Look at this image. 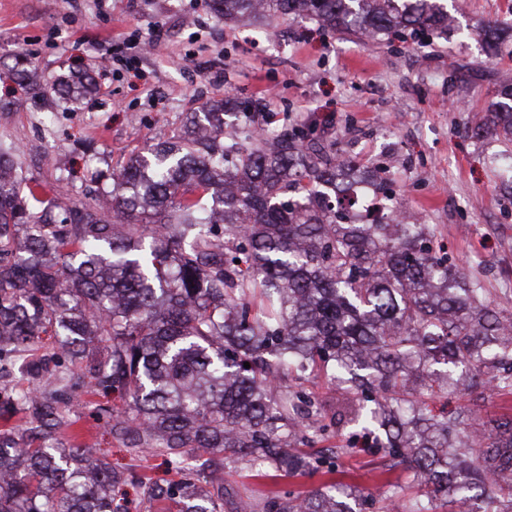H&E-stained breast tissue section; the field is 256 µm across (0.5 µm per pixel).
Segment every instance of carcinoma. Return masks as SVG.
<instances>
[{
	"mask_svg": "<svg viewBox=\"0 0 512 512\" xmlns=\"http://www.w3.org/2000/svg\"><path fill=\"white\" fill-rule=\"evenodd\" d=\"M272 9L357 40L399 33L419 48L448 39L441 0H214L216 17ZM512 31L489 21L494 60ZM19 83L46 78L28 67ZM76 103L87 74L59 82ZM476 123L512 142V83ZM254 105L205 102L182 131L112 174L111 189L73 203L41 198L12 151H0V370L24 386L0 391V512H130L127 478L97 448L65 449L71 399L41 386L85 384L120 401L97 405L137 453L187 472L150 497L178 512H224V495L191 482V462L231 449L263 470H333L374 450L405 464L419 496L391 495L393 512H512V417L435 412L448 382L512 392V313L459 267L423 224L392 209L370 223L336 213L363 203L366 183L391 199L385 170L359 171L301 124H259ZM250 367H244V363ZM338 385L333 413L288 380ZM345 446L321 458L295 450L311 436ZM373 502L332 483L302 498H268L249 512H357Z\"/></svg>",
	"mask_w": 512,
	"mask_h": 512,
	"instance_id": "obj_1",
	"label": "carcinoma"
}]
</instances>
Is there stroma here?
Wrapping results in <instances>:
<instances>
[{
    "instance_id": "1",
    "label": "stroma",
    "mask_w": 512,
    "mask_h": 512,
    "mask_svg": "<svg viewBox=\"0 0 512 512\" xmlns=\"http://www.w3.org/2000/svg\"><path fill=\"white\" fill-rule=\"evenodd\" d=\"M455 29L434 48L353 41L325 33L310 20L278 16L218 22L211 0H0V149L17 152L24 173L68 196L108 188L112 173L181 127L204 101L233 94L259 100L273 125H314L337 152L381 165L408 218L435 228L438 241L488 292L512 311V182L505 161L512 144L472 138L496 86L512 82V55L486 61L478 27L512 26V0H448ZM166 31L165 48L144 57V37ZM133 58L119 66L116 54ZM49 75L83 70L99 92L71 109L59 91L31 94L18 85V58ZM68 443L101 449L132 473L130 512H171L172 502L147 504L151 481H179L163 457L130 451L112 439L105 417L76 405ZM210 490H223L224 512L240 498L305 495L329 482L356 495L405 486L402 464L368 451L345 455L334 472L258 475L247 460L228 457L223 469L202 468Z\"/></svg>"
}]
</instances>
